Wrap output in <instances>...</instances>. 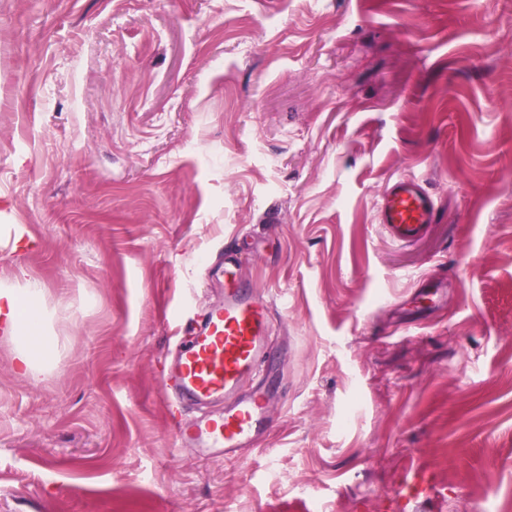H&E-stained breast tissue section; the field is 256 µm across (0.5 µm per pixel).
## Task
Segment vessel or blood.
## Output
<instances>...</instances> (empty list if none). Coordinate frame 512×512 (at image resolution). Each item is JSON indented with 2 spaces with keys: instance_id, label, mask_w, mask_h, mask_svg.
Returning a JSON list of instances; mask_svg holds the SVG:
<instances>
[{
  "instance_id": "vessel-or-blood-1",
  "label": "vessel or blood",
  "mask_w": 512,
  "mask_h": 512,
  "mask_svg": "<svg viewBox=\"0 0 512 512\" xmlns=\"http://www.w3.org/2000/svg\"><path fill=\"white\" fill-rule=\"evenodd\" d=\"M435 204L419 179L402 177L386 189L378 221L397 243L421 238L433 223ZM237 253L219 257L224 270V300L191 318L168 363L165 391L184 405L223 402L222 414L176 420L184 444L205 448L210 458L230 459L265 433L274 403L263 388L244 392L268 353L272 301L236 277Z\"/></svg>"
}]
</instances>
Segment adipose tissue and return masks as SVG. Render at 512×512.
<instances>
[{"label": "adipose tissue", "mask_w": 512, "mask_h": 512, "mask_svg": "<svg viewBox=\"0 0 512 512\" xmlns=\"http://www.w3.org/2000/svg\"><path fill=\"white\" fill-rule=\"evenodd\" d=\"M0 330L17 341L18 369L31 380H40L56 342L45 331L43 291L36 282L22 277L12 285L0 284Z\"/></svg>", "instance_id": "ef3b65f1"}]
</instances>
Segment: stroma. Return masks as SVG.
<instances>
[{
  "instance_id": "1",
  "label": "stroma",
  "mask_w": 512,
  "mask_h": 512,
  "mask_svg": "<svg viewBox=\"0 0 512 512\" xmlns=\"http://www.w3.org/2000/svg\"><path fill=\"white\" fill-rule=\"evenodd\" d=\"M229 245L279 405L213 461L161 380ZM22 272L57 353L32 382L0 333V512H512V0H0ZM435 204L432 196L413 177L393 181L386 189L378 211V221L396 243H410L421 238L433 223Z\"/></svg>"
}]
</instances>
